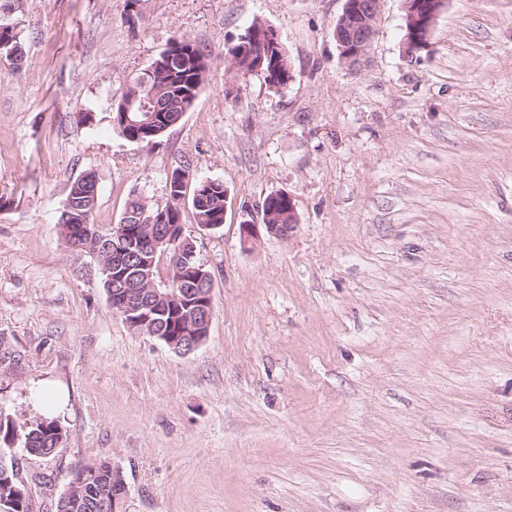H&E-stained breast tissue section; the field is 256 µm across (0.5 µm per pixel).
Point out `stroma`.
<instances>
[{
  "instance_id": "35a3bbf8",
  "label": "stroma",
  "mask_w": 512,
  "mask_h": 512,
  "mask_svg": "<svg viewBox=\"0 0 512 512\" xmlns=\"http://www.w3.org/2000/svg\"><path fill=\"white\" fill-rule=\"evenodd\" d=\"M344 0H13L0 20V418L57 419L54 453H19L34 512L108 461L123 512H512V0H446L403 47L380 0L357 67ZM271 25L295 78L234 76L229 50ZM209 61L156 145L115 103L171 38ZM229 193L224 224L181 222L212 279L206 341L187 354L112 311L98 260L58 224L93 173L92 223L168 177ZM288 192V238L243 251L239 225Z\"/></svg>"
}]
</instances>
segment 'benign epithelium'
Segmentation results:
<instances>
[{
    "label": "benign epithelium",
    "mask_w": 512,
    "mask_h": 512,
    "mask_svg": "<svg viewBox=\"0 0 512 512\" xmlns=\"http://www.w3.org/2000/svg\"><path fill=\"white\" fill-rule=\"evenodd\" d=\"M445 4V0H403L405 26V52L411 56L424 48L434 21ZM379 0H345L342 14L336 20L334 36L341 60L350 65L360 64L375 38ZM258 54L267 46L280 48L277 32L267 23L259 29ZM147 98L137 102L135 115L125 112V124L142 127L159 135L163 130L156 127L152 104ZM288 215L293 222L274 223L275 213L267 209L260 214V220H245L239 225L240 243L250 251L259 240L261 233L280 239L288 238L298 220L293 200H288ZM89 212L75 216L74 224L81 233L89 234L94 247L89 253L95 255L101 273L111 288L109 302L121 311L124 321L140 327H153L169 311L178 309L175 333L160 336L158 340L172 350L186 354L195 350L208 337L213 316L211 292L207 291L211 281L210 273L197 261L192 242L184 236L183 225L167 224V214L162 212L158 224H140L136 231L140 237L129 238L126 220L107 228H90ZM195 283L190 289L182 288L180 293L161 292L157 279L167 281L172 275ZM99 464L88 465L79 470L70 485V491L80 493L91 476L96 474Z\"/></svg>",
    "instance_id": "1"
}]
</instances>
